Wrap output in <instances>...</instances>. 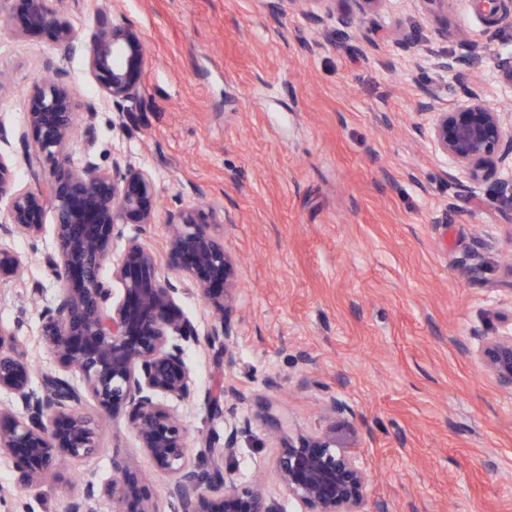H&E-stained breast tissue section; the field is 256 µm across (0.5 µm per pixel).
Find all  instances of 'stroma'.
Instances as JSON below:
<instances>
[{
    "instance_id": "1",
    "label": "stroma",
    "mask_w": 512,
    "mask_h": 512,
    "mask_svg": "<svg viewBox=\"0 0 512 512\" xmlns=\"http://www.w3.org/2000/svg\"><path fill=\"white\" fill-rule=\"evenodd\" d=\"M83 33L98 16L144 34L146 89L117 120L81 57L48 31H25L21 0H8L0 28V123L20 128L29 95L48 66L64 69L79 106L97 110L77 128L72 151H92L152 170L153 224L125 229L157 256L168 215L207 201L223 210L224 238L238 261L231 359L189 346L199 392L232 383L246 395L228 413L250 419L233 464L238 480L262 475L280 512H299L275 459L290 437L328 423L327 395L352 409L337 418L371 472L375 512H512V392L476 356L477 330H494L512 308V208L487 200L491 183L453 173L427 140L419 104L430 91L453 107L477 92L512 113V85L491 53L512 50V24L473 63L454 36L482 37L473 0L431 11L423 0H384L362 22L364 37L341 36L334 17L313 24L268 0H59ZM407 35L413 49L395 41ZM460 59L443 73L419 68V50ZM33 240L15 237L26 259L21 282L0 284V326L15 330L34 378L53 360L41 311L59 293L45 263L52 216ZM483 269L471 276L474 257ZM100 452L69 461L71 484H16L0 458V512H62L73 483L111 481L116 467L149 475L156 512H182L124 418L100 413Z\"/></svg>"
}]
</instances>
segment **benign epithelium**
<instances>
[{
    "mask_svg": "<svg viewBox=\"0 0 512 512\" xmlns=\"http://www.w3.org/2000/svg\"><path fill=\"white\" fill-rule=\"evenodd\" d=\"M26 27L50 29L58 43L83 56L103 101L123 118L129 104L145 92L146 44L129 23L99 18L84 36L51 0H23ZM340 15L346 36L358 29L384 0H350ZM491 31L512 21L506 0H477ZM336 0H273L272 9L299 8L315 23L333 14ZM470 61L483 57L487 45L458 34ZM435 70L450 72L457 57L427 51ZM492 62L512 85V52H497ZM52 77L39 82L25 111V128L17 134L24 160L35 168L51 162L49 180L36 191L17 185L12 157L0 153V201H8L9 222L0 224V283L20 279L24 261L7 247L17 234L32 239L45 232L51 207L56 247L46 257L60 291L42 312L43 340L55 362L40 385L32 384L31 365L15 331L0 327V392L12 404L0 406V456L9 458L19 485L39 486L62 477L64 458H89L100 450L99 423L84 412L88 401L114 416L122 415L140 447L157 469L172 476L167 495L185 512H279L256 481L234 478L232 460L239 434L248 419H226V404L243 399L233 384L207 392L204 404L212 419L224 420V435L213 433L188 458L187 431L169 401L197 396L196 379L184 354L203 345L227 355L237 334L229 318L235 302L237 263L224 245V235L209 225L224 223V212L202 205L170 215L172 223L166 266L183 279L166 274L155 254L137 236L125 237L129 224H153L156 187L153 173L130 162L101 167L85 152L72 157L79 121L92 129L96 114L89 105L77 111L67 73L49 68ZM430 115L429 140L435 153L481 182L499 166H512V120L489 107L475 92L448 110L430 92L420 103ZM489 199L512 205V180H497ZM125 238L120 259L112 264V241ZM112 264V280L122 286L114 295L102 277ZM192 286L214 313L205 336L177 309V299ZM500 329L482 339L477 356L498 385L512 392V310L499 315ZM279 479L301 512H367L371 479L355 444L341 439L332 422L321 432L288 439L276 459ZM112 498L113 512H155L142 479L116 470L112 482L84 484L67 502L65 512H92L91 503Z\"/></svg>",
    "mask_w": 512,
    "mask_h": 512,
    "instance_id": "benign-epithelium-1",
    "label": "benign epithelium"
}]
</instances>
